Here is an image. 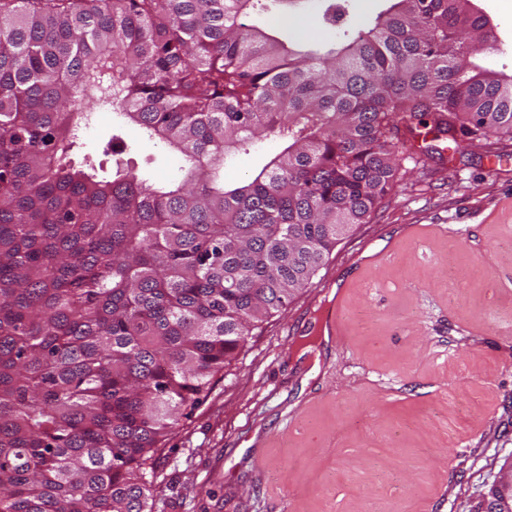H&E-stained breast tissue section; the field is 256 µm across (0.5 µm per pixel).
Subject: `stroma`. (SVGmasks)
Returning <instances> with one entry per match:
<instances>
[{
    "mask_svg": "<svg viewBox=\"0 0 512 512\" xmlns=\"http://www.w3.org/2000/svg\"><path fill=\"white\" fill-rule=\"evenodd\" d=\"M275 5L258 20L291 43L333 45L385 0ZM491 68L512 69V0H479ZM134 141L154 182L181 158ZM282 148L269 137L224 165L243 183ZM508 156L496 166L495 155ZM340 327L324 336L328 312ZM512 467V140L458 136L399 149L395 180L310 287L255 329L154 456L162 512H477Z\"/></svg>",
    "mask_w": 512,
    "mask_h": 512,
    "instance_id": "stroma-1",
    "label": "stroma"
}]
</instances>
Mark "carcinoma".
Segmentation results:
<instances>
[{
  "mask_svg": "<svg viewBox=\"0 0 512 512\" xmlns=\"http://www.w3.org/2000/svg\"><path fill=\"white\" fill-rule=\"evenodd\" d=\"M284 2L0 0V512H159L158 445L366 222L399 144L512 139L474 0H388L331 47L246 21ZM98 107L110 170L73 159ZM128 123L183 155L178 185L134 171ZM282 149L280 140L269 137L258 144L257 151L249 154L238 153L224 165V182L228 185H239L271 156Z\"/></svg>",
  "mask_w": 512,
  "mask_h": 512,
  "instance_id": "obj_1",
  "label": "carcinoma"
}]
</instances>
